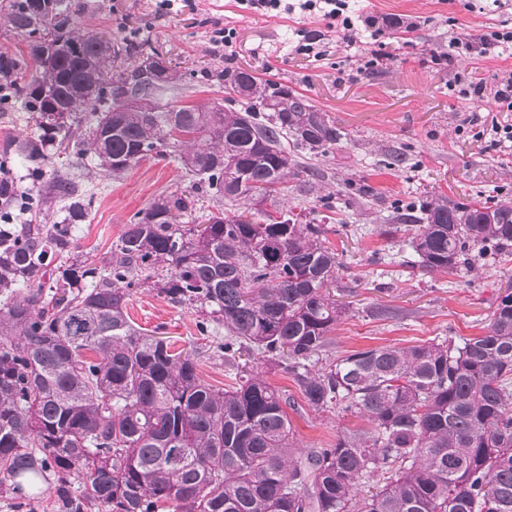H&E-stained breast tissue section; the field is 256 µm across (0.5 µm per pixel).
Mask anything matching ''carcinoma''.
Returning a JSON list of instances; mask_svg holds the SVG:
<instances>
[{"label": "carcinoma", "mask_w": 512, "mask_h": 512, "mask_svg": "<svg viewBox=\"0 0 512 512\" xmlns=\"http://www.w3.org/2000/svg\"><path fill=\"white\" fill-rule=\"evenodd\" d=\"M0 20L28 56L0 52V82L40 131L14 142L41 165L58 142L118 175L150 153L177 154L197 185L228 208L204 231L179 219L195 199L169 193L133 216L106 268L72 256L68 224H27L0 235V484L54 494L56 512H512V292L482 336L325 354L343 308L327 285L338 253L322 225L288 206L307 186L302 149L326 154L344 138L300 92L246 69L210 75L245 107L169 110L160 94L183 80L171 66L132 79L136 112L112 111L111 47L81 34L66 0H0ZM35 75L25 79L29 64ZM257 105L264 111L255 112ZM179 131L187 141L162 151ZM272 196L288 217H254L240 201ZM88 202L64 173L31 206ZM390 235L411 232L427 271L471 270L512 255V205L456 204L432 195L393 211ZM71 261L62 296L47 267ZM174 305L204 312L200 332L235 372L207 383L190 354L147 336L128 313L137 273ZM292 375L315 410L366 425L328 448L299 449L290 397L253 360ZM181 464L169 463L174 449Z\"/></svg>", "instance_id": "obj_1"}]
</instances>
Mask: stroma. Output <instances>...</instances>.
<instances>
[{"mask_svg":"<svg viewBox=\"0 0 512 512\" xmlns=\"http://www.w3.org/2000/svg\"><path fill=\"white\" fill-rule=\"evenodd\" d=\"M81 32L111 39L116 52L137 38L171 60L178 70L246 68L307 96L345 136L326 155L308 159L312 171L306 205L331 215L326 238L341 254L331 298L346 309L329 334V353L369 347L412 345L432 338L483 335L501 296L512 292V256L473 272H428L411 267L415 255L403 233L381 235L394 206L419 204L441 194L455 203L490 198L512 203V151L475 138L471 113H491L489 97L462 98L448 89L454 74L479 70L493 79L512 69V48L504 52L461 54L452 63H432L448 52L458 35L471 37L501 24L512 26V9L490 0H349L358 29L356 43L337 38L316 11L262 14L241 0H71ZM411 25L405 39L395 25ZM228 30L231 47L214 43V31ZM314 45L321 59L303 48ZM384 49L390 58L375 69L362 67L363 55ZM223 86L181 82L161 99L176 105L220 103ZM21 108L0 112V167L10 173L18 195L34 196L64 172L85 191L87 220L73 228L79 258L104 262L135 213L159 195L190 189L193 178L174 156L151 155L120 176L95 162L79 164L68 155L52 156L34 167L24 156L7 153L14 138L36 135ZM406 153L400 168L386 166L393 152ZM368 185L375 198L354 189ZM143 332L162 336L176 348L203 345L199 309L171 304L153 283L134 289L128 307ZM268 381L288 391L295 405L288 416L301 448H324L347 428L362 426L356 416L318 412L304 401L292 377L267 371Z\"/></svg>","mask_w":512,"mask_h":512,"instance_id":"35a3bbf8","label":"stroma"}]
</instances>
